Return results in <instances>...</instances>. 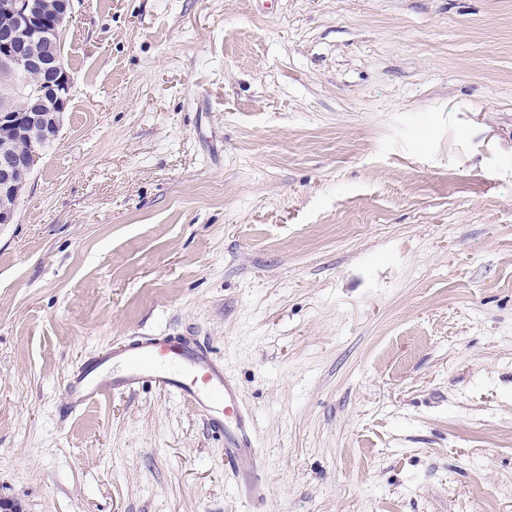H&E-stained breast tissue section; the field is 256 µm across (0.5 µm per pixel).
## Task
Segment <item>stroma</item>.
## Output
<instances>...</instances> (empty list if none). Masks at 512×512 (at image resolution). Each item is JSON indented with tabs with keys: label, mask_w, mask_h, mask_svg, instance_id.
I'll return each mask as SVG.
<instances>
[{
	"label": "stroma",
	"mask_w": 512,
	"mask_h": 512,
	"mask_svg": "<svg viewBox=\"0 0 512 512\" xmlns=\"http://www.w3.org/2000/svg\"><path fill=\"white\" fill-rule=\"evenodd\" d=\"M73 81L0 224V498L18 512H512V0H73ZM205 337L267 484L144 385ZM146 383L202 413L210 430L224 437V459L235 482L250 497L263 496L250 439L251 419L238 387L224 374V365L208 344L195 336H134L122 349L90 358L65 383V409L77 411Z\"/></svg>",
	"instance_id": "stroma-1"
}]
</instances>
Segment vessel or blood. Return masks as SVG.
Returning <instances> with one entry per match:
<instances>
[{"mask_svg":"<svg viewBox=\"0 0 512 512\" xmlns=\"http://www.w3.org/2000/svg\"><path fill=\"white\" fill-rule=\"evenodd\" d=\"M147 383L178 396L205 416L210 430L224 438V458L235 482L250 497L261 498L250 416L223 364L196 337L136 336L123 348L90 358L67 379L65 408L77 411Z\"/></svg>","mask_w":512,"mask_h":512,"instance_id":"1","label":"vessel or blood"}]
</instances>
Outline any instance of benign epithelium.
<instances>
[{
	"label": "benign epithelium",
	"instance_id": "obj_1",
	"mask_svg": "<svg viewBox=\"0 0 512 512\" xmlns=\"http://www.w3.org/2000/svg\"><path fill=\"white\" fill-rule=\"evenodd\" d=\"M72 0H0V72L17 78L51 72L33 91L21 84L22 103H0V136L12 132L33 141L25 153L0 148V198H17L40 158L38 146L59 137L71 80L57 54L56 39Z\"/></svg>",
	"mask_w": 512,
	"mask_h": 512
}]
</instances>
